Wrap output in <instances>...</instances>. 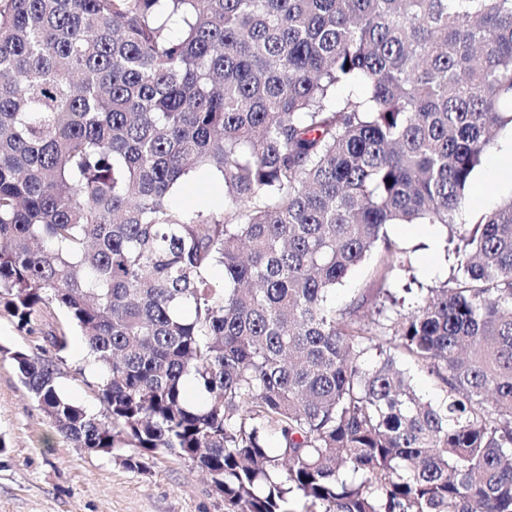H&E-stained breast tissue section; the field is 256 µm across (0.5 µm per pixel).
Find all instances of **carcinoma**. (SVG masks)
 Segmentation results:
<instances>
[{
  "mask_svg": "<svg viewBox=\"0 0 512 512\" xmlns=\"http://www.w3.org/2000/svg\"><path fill=\"white\" fill-rule=\"evenodd\" d=\"M507 127L512 0H0V306L64 311L105 413L61 390L63 330L10 353L22 385L225 512H512V197L465 214ZM200 169L220 213L171 205ZM393 224L449 229L407 310ZM379 285L369 278L367 270L362 268L352 272L343 286L336 289L334 295L337 307H343L350 301V298L359 292L372 296Z\"/></svg>",
  "mask_w": 512,
  "mask_h": 512,
  "instance_id": "1",
  "label": "carcinoma"
}]
</instances>
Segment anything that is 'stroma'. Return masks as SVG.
<instances>
[{
	"label": "stroma",
	"instance_id": "stroma-1",
	"mask_svg": "<svg viewBox=\"0 0 512 512\" xmlns=\"http://www.w3.org/2000/svg\"><path fill=\"white\" fill-rule=\"evenodd\" d=\"M512 130H501L477 169L467 209L476 213L512 195V178L504 176L503 147ZM218 179L193 173L188 188L176 192V207L189 204L219 212L223 193ZM390 236L415 248L414 266L423 287L445 281L450 263L445 258L447 232L435 225L426 236L411 226L396 225ZM66 329L61 390L90 411L103 405L91 376L80 375L85 345L76 328L65 325L56 306L43 307L28 328L17 327L0 310V512H224V501L210 480L186 459L164 452L152 454L148 466L131 470L110 455L75 447L61 435L29 397L9 354L40 353L48 333Z\"/></svg>",
	"mask_w": 512,
	"mask_h": 512
}]
</instances>
